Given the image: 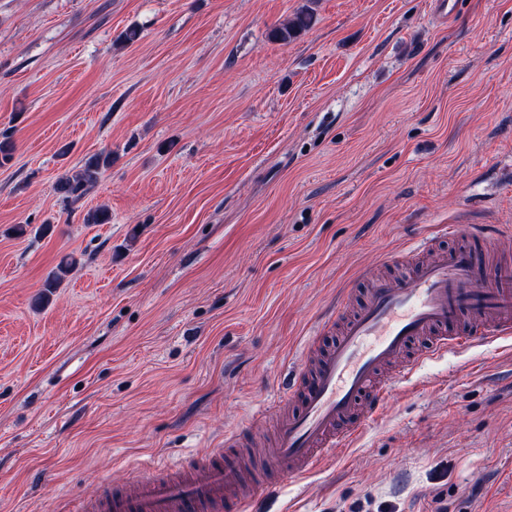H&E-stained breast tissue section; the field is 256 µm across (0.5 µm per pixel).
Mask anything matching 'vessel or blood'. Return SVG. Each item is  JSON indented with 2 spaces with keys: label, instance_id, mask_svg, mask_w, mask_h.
<instances>
[{
  "label": "vessel or blood",
  "instance_id": "vessel-or-blood-1",
  "mask_svg": "<svg viewBox=\"0 0 512 512\" xmlns=\"http://www.w3.org/2000/svg\"><path fill=\"white\" fill-rule=\"evenodd\" d=\"M508 226L444 224L406 246L399 275L362 296L342 294L324 319L338 325L319 357L300 356L280 382L283 414L262 472L236 459L237 434L180 475L145 467L124 486L84 500L78 512H256L258 490L307 474L352 447L395 384L452 350L512 341V260L500 258Z\"/></svg>",
  "mask_w": 512,
  "mask_h": 512
}]
</instances>
